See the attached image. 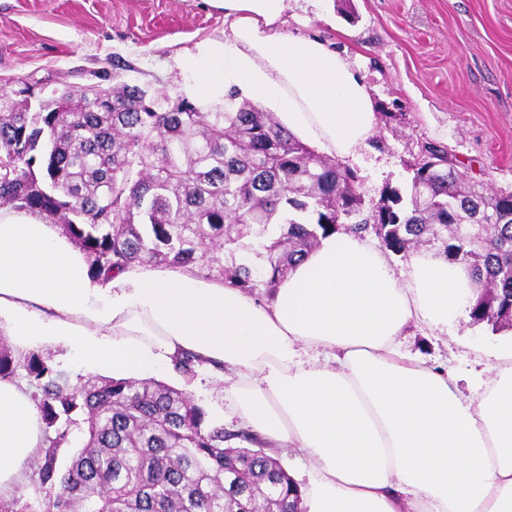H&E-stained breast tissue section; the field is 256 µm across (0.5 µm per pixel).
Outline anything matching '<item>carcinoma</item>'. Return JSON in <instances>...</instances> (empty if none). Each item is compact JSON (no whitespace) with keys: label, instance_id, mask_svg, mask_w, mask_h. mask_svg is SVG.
I'll use <instances>...</instances> for the list:
<instances>
[{"label":"carcinoma","instance_id":"obj_1","mask_svg":"<svg viewBox=\"0 0 512 512\" xmlns=\"http://www.w3.org/2000/svg\"><path fill=\"white\" fill-rule=\"evenodd\" d=\"M50 98L0 89V205L43 212L91 260L93 277L133 264L191 266L271 295L320 239L374 234L405 254L437 241L476 284L470 318L497 328L512 309V191L468 185L448 150L425 148L406 188L385 185L365 206L359 177L283 130L232 88L203 112L122 79ZM494 219L481 224L478 214ZM201 360L175 359L186 379ZM24 369L45 424L35 461L41 512H286L300 503L288 472L244 431L213 425L190 395L156 379L68 382L38 353L0 337V377ZM83 443L58 465L72 431Z\"/></svg>","mask_w":512,"mask_h":512}]
</instances>
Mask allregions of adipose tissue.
<instances>
[{
    "label": "adipose tissue",
    "instance_id": "obj_1",
    "mask_svg": "<svg viewBox=\"0 0 512 512\" xmlns=\"http://www.w3.org/2000/svg\"><path fill=\"white\" fill-rule=\"evenodd\" d=\"M231 33L179 60L183 92L208 112L230 88L270 107L308 147L348 159L376 129L346 57L279 27L287 0H206ZM466 265L427 252L397 275L370 237L339 231L258 300L192 267L135 264L92 279L82 249L45 214L0 207V334L16 352L62 346L77 374H173L191 352L236 377L227 422L308 471L307 512H512V359L475 360L481 391L404 350L406 327L439 331L468 310ZM45 445L31 389L0 378V497Z\"/></svg>",
    "mask_w": 512,
    "mask_h": 512
}]
</instances>
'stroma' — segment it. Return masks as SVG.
Wrapping results in <instances>:
<instances>
[{"instance_id":"stroma-1","label":"stroma","mask_w":512,"mask_h":512,"mask_svg":"<svg viewBox=\"0 0 512 512\" xmlns=\"http://www.w3.org/2000/svg\"><path fill=\"white\" fill-rule=\"evenodd\" d=\"M283 32L315 35L345 52L377 114L368 146L346 164L366 201L384 185L406 186L407 161L424 147L447 148L459 169L491 190H512V0H287ZM205 0H0V86L36 78L49 87L91 83L114 58L132 80L175 94L178 61L196 43L230 34ZM411 355L446 364L464 397L476 350L512 344V330L466 319L448 331L409 325ZM167 384L222 420L230 381L197 372Z\"/></svg>"}]
</instances>
